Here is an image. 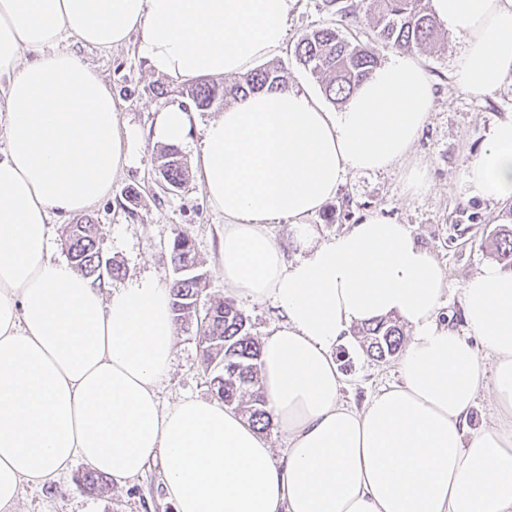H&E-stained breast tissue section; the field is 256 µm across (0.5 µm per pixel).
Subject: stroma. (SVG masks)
<instances>
[{
    "mask_svg": "<svg viewBox=\"0 0 512 512\" xmlns=\"http://www.w3.org/2000/svg\"><path fill=\"white\" fill-rule=\"evenodd\" d=\"M336 19L325 0H296L289 16L288 42L272 60L282 68L289 87L323 98L319 84L296 62L294 48L303 34ZM461 47V40L445 31L433 47L418 54L433 80V105L405 162L382 172H347L335 197L308 218L324 239L375 214L409 225L418 242L446 266L450 288L445 310L457 321L463 318L461 284L482 264L495 261L501 220L512 217V200L468 199L461 178L465 159L478 152L492 125L512 118V80L489 94L461 89L452 78ZM73 51L111 86L120 125L136 135L133 164L116 175L111 196L90 212L105 257L123 270L112 287L144 275L167 280L172 273L169 246L181 231L195 245L196 271L202 276L201 306L230 298L216 262L223 213L211 205L196 173H189L183 185L169 193L155 183L154 161L161 144L154 138V122L164 107L188 105L185 84L151 72L133 40L109 52L78 44ZM412 166L429 173L423 193L407 188ZM132 188L138 192L134 201L127 198ZM199 335L196 319L177 323L174 364L159 393L162 405L186 397L214 398L212 374L202 366ZM335 356L343 377L342 398L359 408L399 377L398 358L374 360L355 337L337 346ZM86 469L79 460L59 480L24 486L18 512H175L164 494L162 460H153L140 476L111 485L100 495L80 488L77 478Z\"/></svg>",
    "mask_w": 512,
    "mask_h": 512,
    "instance_id": "stroma-1",
    "label": "stroma"
}]
</instances>
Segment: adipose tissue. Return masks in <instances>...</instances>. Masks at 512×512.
Here are the masks:
<instances>
[{"instance_id":"obj_1","label":"adipose tissue","mask_w":512,"mask_h":512,"mask_svg":"<svg viewBox=\"0 0 512 512\" xmlns=\"http://www.w3.org/2000/svg\"><path fill=\"white\" fill-rule=\"evenodd\" d=\"M293 2L0 0V512L75 460L124 482L158 458L175 512H512V270L488 263L464 282L459 328L442 317L447 269L408 225L372 215L323 240L306 222L346 170L408 156L433 103L417 58L373 70L337 112L291 87L249 94L192 143L224 214L225 285L280 315L260 371L280 451L220 401L161 406L176 343L167 286L146 275L113 288L51 258L52 219L107 198L133 160L111 87L72 44L109 49L135 32L156 74L239 76L285 47ZM431 6L464 39L460 86L486 94L512 77V0ZM192 118L162 109L155 139L188 142ZM463 185L512 198V118L465 162ZM283 220L292 261L270 233ZM390 316L413 332L400 380L356 408L333 351L352 326ZM483 391L495 419L473 432Z\"/></svg>"}]
</instances>
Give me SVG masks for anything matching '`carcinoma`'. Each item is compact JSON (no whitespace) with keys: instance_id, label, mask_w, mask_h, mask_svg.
I'll return each mask as SVG.
<instances>
[{"instance_id":"cac0c4a2","label":"carcinoma","mask_w":512,"mask_h":512,"mask_svg":"<svg viewBox=\"0 0 512 512\" xmlns=\"http://www.w3.org/2000/svg\"><path fill=\"white\" fill-rule=\"evenodd\" d=\"M336 8V14L345 22V31L334 26L314 30L300 37L295 46L296 61L320 83L326 97L335 103L346 102L360 82L379 63L374 49L353 34L359 26L356 11L347 0H325ZM374 36L377 41L400 53H408L431 45L438 39L436 17L427 11L423 0H369ZM264 87H287L277 67H255L231 85H219L201 80L186 90L187 97L199 111H207L217 103L236 100ZM161 177L168 189L181 187L186 176L183 157L175 147H168L157 156ZM67 255L74 267L87 278L113 280L121 275V267L103 259L96 225L91 220L67 226L65 235ZM498 257L512 265V234L496 240ZM171 261L196 264L195 247L191 238L177 234L170 244ZM201 278L187 271L176 273L169 281L171 307L174 319L196 316ZM208 320L200 335L203 365L209 368L223 365V374L213 384L217 398L228 406H235L258 430L271 425L260 391L261 343L247 327L246 316L226 300L206 310ZM367 353L377 360L396 355L403 345L400 328L385 319L365 323L358 329ZM110 477L87 471L79 477L82 488L98 494L109 485Z\"/></svg>"}]
</instances>
